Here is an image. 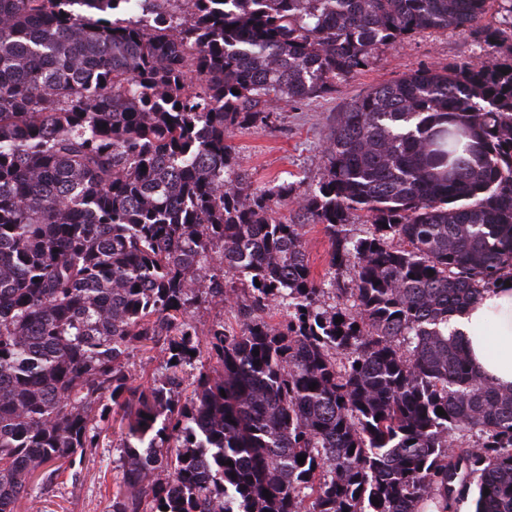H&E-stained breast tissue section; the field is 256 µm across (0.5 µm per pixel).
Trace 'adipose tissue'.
<instances>
[{"label":"adipose tissue","mask_w":512,"mask_h":512,"mask_svg":"<svg viewBox=\"0 0 512 512\" xmlns=\"http://www.w3.org/2000/svg\"><path fill=\"white\" fill-rule=\"evenodd\" d=\"M449 327L461 333L463 347L483 378L512 388V286L487 290L454 313Z\"/></svg>","instance_id":"ef3b65f1"}]
</instances>
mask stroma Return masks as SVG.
<instances>
[{
	"mask_svg": "<svg viewBox=\"0 0 512 512\" xmlns=\"http://www.w3.org/2000/svg\"><path fill=\"white\" fill-rule=\"evenodd\" d=\"M486 56V45L467 31L416 34L380 52L354 78L337 83L331 95L297 107L280 106L271 126L237 131V162L249 174L252 190L263 191L285 181L313 190L324 174V146L337 112L374 87L411 71L451 61L479 62ZM123 437L120 426H113L80 465L34 484L20 512H111L112 493L124 462Z\"/></svg>",
	"mask_w": 512,
	"mask_h": 512,
	"instance_id": "1",
	"label": "stroma"
}]
</instances>
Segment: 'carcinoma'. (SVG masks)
Masks as SVG:
<instances>
[{
  "instance_id": "1",
  "label": "carcinoma",
  "mask_w": 512,
  "mask_h": 512,
  "mask_svg": "<svg viewBox=\"0 0 512 512\" xmlns=\"http://www.w3.org/2000/svg\"><path fill=\"white\" fill-rule=\"evenodd\" d=\"M426 30L473 32L488 60L356 99L315 190L249 191L236 130ZM289 201L353 266L351 304L324 300ZM505 277L512 0H0V512L114 413L112 512H455L473 486L475 512H512V389L448 333ZM224 302L234 327L188 319ZM159 342L161 381L135 382Z\"/></svg>"
}]
</instances>
